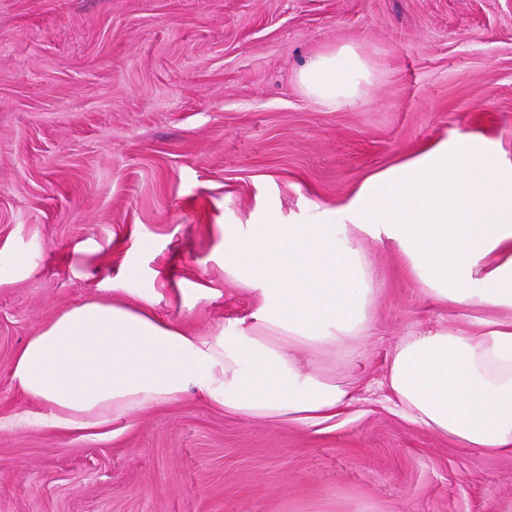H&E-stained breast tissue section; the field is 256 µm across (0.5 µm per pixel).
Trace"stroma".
Here are the masks:
<instances>
[{
	"instance_id": "1",
	"label": "stroma",
	"mask_w": 512,
	"mask_h": 512,
	"mask_svg": "<svg viewBox=\"0 0 512 512\" xmlns=\"http://www.w3.org/2000/svg\"><path fill=\"white\" fill-rule=\"evenodd\" d=\"M341 45L371 76L336 111L297 74ZM454 129L512 152V0H0V257L32 267L0 286V512H512V456L411 425L382 385L405 337L512 312L431 300L366 236L368 336L294 353L354 385L336 419L187 398L97 435L8 424L31 406L16 351L128 253L162 316L219 329L255 304L224 274L225 227L335 210ZM183 281L219 294L183 306Z\"/></svg>"
}]
</instances>
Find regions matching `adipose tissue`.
I'll return each mask as SVG.
<instances>
[{
  "label": "adipose tissue",
  "instance_id": "1",
  "mask_svg": "<svg viewBox=\"0 0 512 512\" xmlns=\"http://www.w3.org/2000/svg\"><path fill=\"white\" fill-rule=\"evenodd\" d=\"M369 77L368 62L342 45L320 52L299 82L341 110ZM341 224L397 245L433 300L512 310V155L455 129L370 173L335 217L317 209L302 223L271 215L225 229L224 272L256 299L230 330L188 333L157 313L154 288H137L133 304L97 297L58 312L14 356L12 381L34 407L13 426L98 430L190 395L251 421L335 417L351 385L301 370L293 352L368 328V264ZM388 362L387 386L413 423L461 448L512 455V321L410 336Z\"/></svg>",
  "mask_w": 512,
  "mask_h": 512
}]
</instances>
